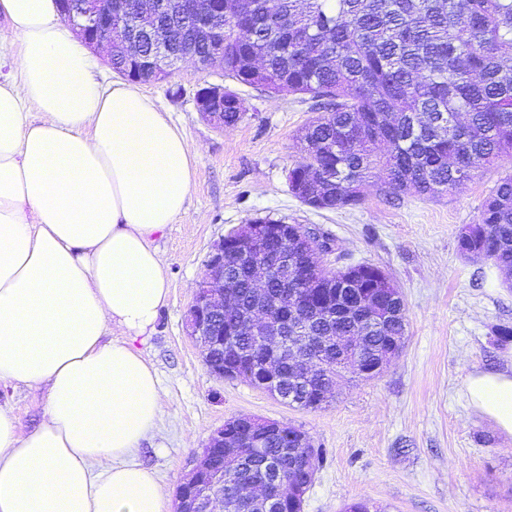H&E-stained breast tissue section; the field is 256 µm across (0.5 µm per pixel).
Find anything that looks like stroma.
<instances>
[{"label": "stroma", "instance_id": "35a3bbf8", "mask_svg": "<svg viewBox=\"0 0 512 512\" xmlns=\"http://www.w3.org/2000/svg\"><path fill=\"white\" fill-rule=\"evenodd\" d=\"M224 81L222 67L184 61L165 80L139 86L199 154L185 209L156 240L169 299L152 332L133 342L165 390L136 462L176 493L210 435L251 415L309 436L318 467L303 512H344L358 501L376 512H512V437L469 407L465 389L471 372L512 371V341L497 335L512 327V271L464 259L457 243L461 228L478 222L497 181L512 173V157L482 166L442 195L396 192L376 177L360 205L317 210L287 187L289 170L302 159L299 136L316 117L308 97L236 85L242 117L222 130L198 113L195 93ZM264 216L322 228L334 240L328 264L378 266L405 303L400 353L376 377L344 373L317 410L215 376L186 334L213 244ZM47 397L43 386L0 383V405L12 410L23 435L43 421Z\"/></svg>", "mask_w": 512, "mask_h": 512}]
</instances>
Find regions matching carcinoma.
I'll return each instance as SVG.
<instances>
[{"instance_id": "1", "label": "carcinoma", "mask_w": 512, "mask_h": 512, "mask_svg": "<svg viewBox=\"0 0 512 512\" xmlns=\"http://www.w3.org/2000/svg\"><path fill=\"white\" fill-rule=\"evenodd\" d=\"M128 7L112 17L111 65L121 76L153 68L150 34L135 25L140 0ZM199 21L183 14L178 0L159 5L155 17L173 49L193 47L202 65L216 64L222 43L232 80L313 101L320 116L302 133L304 157L291 174L328 198L331 209L361 204L375 170L394 189L439 195L470 180L480 163L512 156V0H244L243 13L224 15L215 38L201 34ZM458 247L468 259L512 269L511 174L486 197L479 224L459 235ZM238 278L236 306L224 309L226 329L244 325L247 312L259 323L279 321L283 298L295 295L307 335L358 334L369 361L388 337L406 335L403 316L365 322L351 289L309 288L278 269L259 295L247 271ZM235 348L247 353L235 378L255 385L262 346L242 329L224 334L215 356L226 359ZM299 350L322 365L315 388L342 377L339 346ZM284 375L295 406L308 408L290 367ZM306 452L285 436L247 448L235 486L276 469L290 486L305 476L297 460Z\"/></svg>"}]
</instances>
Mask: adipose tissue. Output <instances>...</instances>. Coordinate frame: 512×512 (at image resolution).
Returning a JSON list of instances; mask_svg holds the SVG:
<instances>
[{
  "label": "adipose tissue",
  "mask_w": 512,
  "mask_h": 512,
  "mask_svg": "<svg viewBox=\"0 0 512 512\" xmlns=\"http://www.w3.org/2000/svg\"><path fill=\"white\" fill-rule=\"evenodd\" d=\"M0 17L18 74L0 80V382L49 397L25 436L0 407V512H169L133 460L164 390L131 340L168 301L155 238L195 154L150 97L94 79L57 0H0ZM466 395L512 436V374L472 372Z\"/></svg>",
  "instance_id": "obj_1"
}]
</instances>
